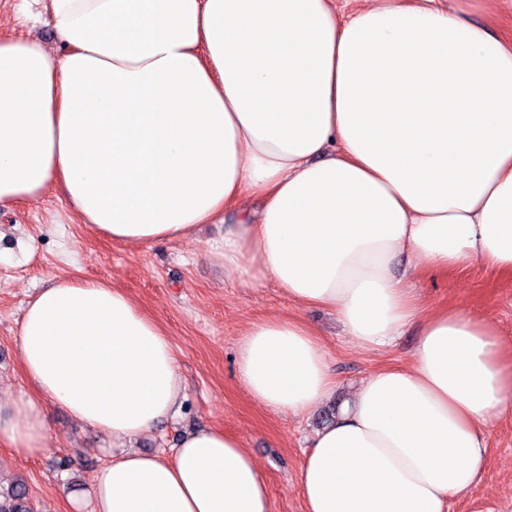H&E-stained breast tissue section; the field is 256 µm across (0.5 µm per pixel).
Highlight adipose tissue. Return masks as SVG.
<instances>
[{"instance_id":"obj_1","label":"adipose tissue","mask_w":512,"mask_h":512,"mask_svg":"<svg viewBox=\"0 0 512 512\" xmlns=\"http://www.w3.org/2000/svg\"><path fill=\"white\" fill-rule=\"evenodd\" d=\"M66 52L0 39V207L61 183L81 223L128 246L233 226L206 250L257 290L333 310L367 350L420 333L315 432L307 512H449L483 479L490 428L512 411V342L409 285L473 264L512 278V39L465 0H19ZM405 274H397L399 259ZM27 390L0 397V445L48 449L47 406L120 450L92 512H270L261 466L221 428L172 459L131 449L176 415L184 382L164 330L114 283L61 277L27 303ZM237 373L274 413L336 390L316 332L252 322Z\"/></svg>"}]
</instances>
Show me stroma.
<instances>
[{
  "label": "stroma",
  "instance_id": "obj_1",
  "mask_svg": "<svg viewBox=\"0 0 512 512\" xmlns=\"http://www.w3.org/2000/svg\"><path fill=\"white\" fill-rule=\"evenodd\" d=\"M223 235V225L203 224L190 241L127 247L80 224L57 188L41 202L1 208L0 395L25 387L15 340L30 297L59 276L113 282L166 330L185 385L179 416L134 441V448L169 459L184 433L224 428L242 439L263 468L271 512H306L298 476L322 413H273L255 404L237 379L239 335L263 318L300 317L324 344L336 379L332 403L340 406L375 369L408 365L419 329L408 328L389 347L363 349L345 335L329 309L299 307L274 285L255 291L226 277L216 260L204 256L208 243ZM414 286L425 309L462 306L512 339V279L494 269L477 264L447 274L424 273ZM47 413L51 440L45 454L28 458L0 447V490L19 480L35 512H74L71 498L88 500L92 477L108 461L112 440L61 409L51 407ZM451 512H512L511 414L490 430L482 481L454 499Z\"/></svg>",
  "mask_w": 512,
  "mask_h": 512
}]
</instances>
